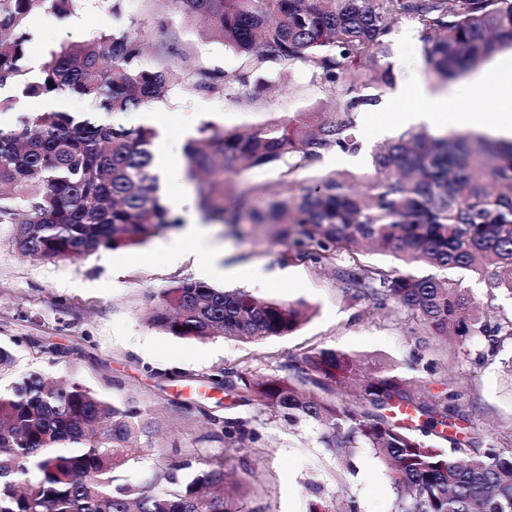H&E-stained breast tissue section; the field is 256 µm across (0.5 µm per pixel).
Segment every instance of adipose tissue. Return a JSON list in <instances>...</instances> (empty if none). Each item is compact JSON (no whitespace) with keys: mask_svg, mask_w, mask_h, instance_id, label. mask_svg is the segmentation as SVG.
Wrapping results in <instances>:
<instances>
[{"mask_svg":"<svg viewBox=\"0 0 512 512\" xmlns=\"http://www.w3.org/2000/svg\"><path fill=\"white\" fill-rule=\"evenodd\" d=\"M408 95L416 108L400 109L406 125H424L439 131L448 128L487 131L512 137V60L464 82L452 98L434 94L424 81L413 82Z\"/></svg>","mask_w":512,"mask_h":512,"instance_id":"adipose-tissue-1","label":"adipose tissue"}]
</instances>
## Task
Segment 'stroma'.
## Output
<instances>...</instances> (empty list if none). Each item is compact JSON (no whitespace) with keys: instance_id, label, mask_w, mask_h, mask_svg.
Masks as SVG:
<instances>
[{"instance_id":"1","label":"stroma","mask_w":512,"mask_h":512,"mask_svg":"<svg viewBox=\"0 0 512 512\" xmlns=\"http://www.w3.org/2000/svg\"><path fill=\"white\" fill-rule=\"evenodd\" d=\"M129 26L144 44L143 65L165 69L170 81L168 94L150 108L151 125L159 133L155 151L185 148L207 123L249 129L308 109H332L304 68L265 73L268 88L257 96L248 87L227 96L195 92L200 72L230 71L239 59L203 35L199 22L187 19L173 0H126L119 17L105 0H81L67 14L49 7L35 12L26 24L32 76H39L50 51L60 45ZM411 27L403 21L394 29V86L358 116L367 148L405 129L390 120L389 110L406 95L409 67H425L421 43L402 44ZM169 41L191 57L192 68L164 54ZM14 230L0 223V346L15 357L13 365L0 369V387L37 372L55 380L78 379L118 406L139 408L145 430L138 443L145 454L121 473L123 483L141 484L177 457L208 455L223 460L224 490L239 498L245 512H307L314 484L333 502L357 499L361 512H394L386 466L372 449L358 448L336 460L323 448L317 425L292 424L263 406L238 403L211 382L228 368L284 375L292 360L314 348L398 365L427 395L454 386L484 444L512 437V341L484 363L452 361L445 344L419 319L377 310L368 299H351L333 267L292 259L272 231L237 236L230 228L211 225L210 238L221 258L207 274L195 258L173 261L175 228L146 244L102 247L79 260L25 257L13 246ZM228 266L236 268V275H225ZM255 266L274 275L273 286L262 288L247 278ZM184 279L240 288L259 298L301 301L309 316L293 334L261 342L176 338L150 325V295ZM228 415L244 421V441L225 439Z\"/></svg>"}]
</instances>
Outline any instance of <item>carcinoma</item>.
I'll list each match as a JSON object with an SVG mask.
<instances>
[{
	"instance_id": "cac0c4a2",
	"label": "carcinoma",
	"mask_w": 512,
	"mask_h": 512,
	"mask_svg": "<svg viewBox=\"0 0 512 512\" xmlns=\"http://www.w3.org/2000/svg\"><path fill=\"white\" fill-rule=\"evenodd\" d=\"M76 2L0 0V88L16 86L28 98L79 96L90 106L80 115L37 112L0 129V223L16 225L14 244L32 258L80 259L101 247L144 244L173 226L153 171L158 132L91 118L146 109L167 93V72L141 66L139 36L128 28L63 46L50 52L38 78H28L27 18L47 5L68 12ZM173 2L240 58L235 70L201 73L196 91L227 95L262 83L265 71L304 66L336 100L332 112H298L251 131L201 128L205 137L186 147L185 178L205 220L273 224L289 254L316 265L362 241L409 268L481 277L492 265L498 272L485 280L480 302L460 279L356 257L336 273L354 299L405 311L460 346L480 340L467 351L477 362L512 340V317L498 315L499 298L512 299V142L405 130L372 150L360 175L297 179L327 154L364 149L357 118L393 86L389 52L398 23L419 28L428 72L442 84L512 48V0ZM271 164L287 167V188L275 196L264 183L231 181L239 167ZM152 299L150 324L184 339L259 342L293 332L308 316L299 303L190 279ZM291 369L288 376L230 369L224 390L291 422L318 425L323 448L338 460L372 449L387 465L395 512H512L511 444L482 452L465 441L439 445L443 428L467 420L459 391L426 397L397 367L370 370L360 355L328 348L303 353ZM402 406L423 423L396 420ZM138 415L79 381L38 373L0 390V512H241L224 492L218 460L202 462L189 482L181 472L191 462L172 459L143 484L119 483L118 473L145 452L134 446ZM246 435L243 421L224 418L226 439ZM311 490L309 512H335L320 486Z\"/></svg>"
}]
</instances>
